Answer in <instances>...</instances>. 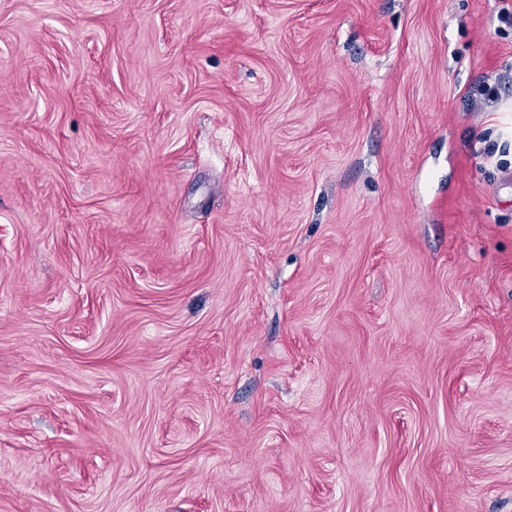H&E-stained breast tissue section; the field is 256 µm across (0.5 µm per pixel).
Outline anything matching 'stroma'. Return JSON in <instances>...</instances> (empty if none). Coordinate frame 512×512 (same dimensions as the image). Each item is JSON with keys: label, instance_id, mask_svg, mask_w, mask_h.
<instances>
[{"label": "stroma", "instance_id": "obj_1", "mask_svg": "<svg viewBox=\"0 0 512 512\" xmlns=\"http://www.w3.org/2000/svg\"><path fill=\"white\" fill-rule=\"evenodd\" d=\"M503 5L0 0V512H512Z\"/></svg>", "mask_w": 512, "mask_h": 512}]
</instances>
